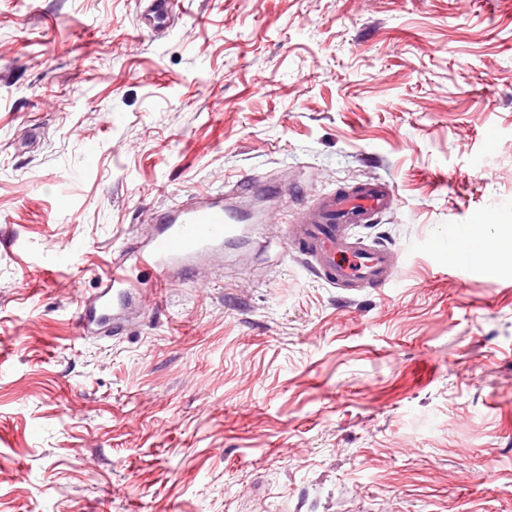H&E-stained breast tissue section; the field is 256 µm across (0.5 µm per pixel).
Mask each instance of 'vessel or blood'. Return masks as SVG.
I'll use <instances>...</instances> for the list:
<instances>
[{"mask_svg":"<svg viewBox=\"0 0 512 512\" xmlns=\"http://www.w3.org/2000/svg\"><path fill=\"white\" fill-rule=\"evenodd\" d=\"M392 197V189L384 184L325 194L314 207L281 225L280 236L311 258L314 272L330 286L387 287L399 264L398 253L352 241L348 228L370 223L387 209ZM247 221L246 212L228 204L223 195L207 192L196 194L191 204L168 209L140 246L113 257L101 290L80 302L76 316L80 335L100 333L107 324L113 332H121L125 322L142 310L141 290L132 279L134 269H154L161 276L160 287H170L172 275L192 270L202 259L221 256L226 243L247 233ZM471 233L468 225L451 229L456 271L473 266L468 253Z\"/></svg>","mask_w":512,"mask_h":512,"instance_id":"vessel-or-blood-1","label":"vessel or blood"}]
</instances>
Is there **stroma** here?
<instances>
[{"mask_svg": "<svg viewBox=\"0 0 512 512\" xmlns=\"http://www.w3.org/2000/svg\"><path fill=\"white\" fill-rule=\"evenodd\" d=\"M0 0V512H512V0ZM243 178L354 227L389 288L257 226L121 334L74 314L119 250ZM73 264H53L60 250ZM393 198L384 184L325 194L311 209L280 226V237L311 258L313 271L336 288H385L394 279L399 254L381 245L353 242L352 224H369ZM472 227L470 225H454L451 229L449 241L456 248V259L453 262L454 268L458 273L468 271L473 266V260L484 262L489 265L496 264L504 252L512 253V238H503L493 246L488 247L483 240L474 235L470 241ZM469 242L470 254L469 256Z\"/></svg>", "mask_w": 512, "mask_h": 512, "instance_id": "stroma-1", "label": "stroma"}]
</instances>
